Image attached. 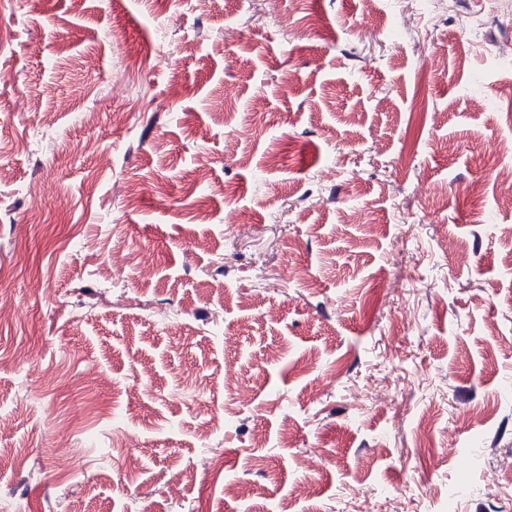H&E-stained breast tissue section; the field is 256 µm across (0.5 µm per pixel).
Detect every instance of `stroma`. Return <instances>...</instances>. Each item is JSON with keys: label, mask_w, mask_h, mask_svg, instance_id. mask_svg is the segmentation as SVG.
Segmentation results:
<instances>
[{"label": "stroma", "mask_w": 512, "mask_h": 512, "mask_svg": "<svg viewBox=\"0 0 512 512\" xmlns=\"http://www.w3.org/2000/svg\"><path fill=\"white\" fill-rule=\"evenodd\" d=\"M475 1L0 0V504L512 512V7Z\"/></svg>", "instance_id": "stroma-1"}]
</instances>
